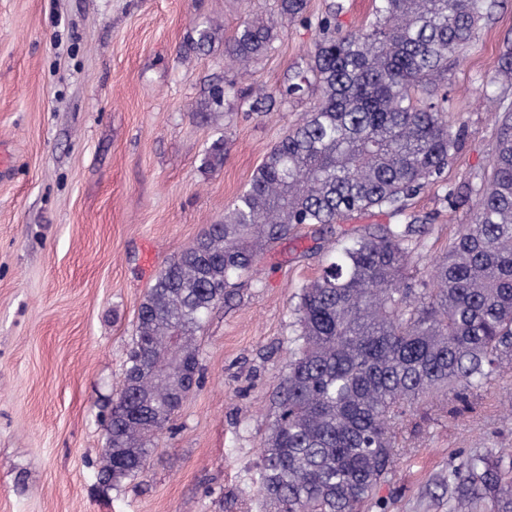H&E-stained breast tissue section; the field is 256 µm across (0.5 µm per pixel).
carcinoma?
I'll use <instances>...</instances> for the list:
<instances>
[{
    "label": "carcinoma",
    "mask_w": 512,
    "mask_h": 512,
    "mask_svg": "<svg viewBox=\"0 0 512 512\" xmlns=\"http://www.w3.org/2000/svg\"><path fill=\"white\" fill-rule=\"evenodd\" d=\"M498 0H378L375 21L343 32L318 23L311 51L319 96L269 152L247 188L156 276L138 313L123 386L105 420L99 476L117 487L145 472L152 436L172 420L199 366L194 337L233 279L302 224L372 209L401 214L459 147L439 89L448 61ZM306 0H280L289 22ZM272 27L243 21L225 56L246 67L273 48ZM229 89L209 87L203 120ZM206 165H224V139ZM415 221L361 235L303 287L299 333L262 445L261 492L274 512H359L397 467L395 428L439 395L464 404L512 364V105L471 223L409 280ZM448 512H512V480L486 454L448 475Z\"/></svg>",
    "instance_id": "obj_1"
}]
</instances>
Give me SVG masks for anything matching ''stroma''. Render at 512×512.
<instances>
[{
  "mask_svg": "<svg viewBox=\"0 0 512 512\" xmlns=\"http://www.w3.org/2000/svg\"><path fill=\"white\" fill-rule=\"evenodd\" d=\"M373 20L372 0H308L288 23L277 0H0V512H267L261 448L298 332L301 289L336 246L378 224L418 219L413 265L429 280L490 172L497 113L512 103L500 57L512 0H500L448 64L447 117L459 133L442 176L403 214L372 210L304 224L265 252L195 336L202 380L153 441L145 477L99 482L100 421L116 399L139 306L155 276L250 183L318 90L252 112L310 66L318 22ZM260 16L272 50L240 70L224 45ZM210 28V51L190 50ZM232 83L220 112L193 119L210 85ZM224 164L205 168L216 139ZM430 400L400 425V463L378 510L448 512V474L476 452L512 457V373L458 420Z\"/></svg>",
  "mask_w": 512,
  "mask_h": 512,
  "instance_id": "1",
  "label": "stroma"
}]
</instances>
